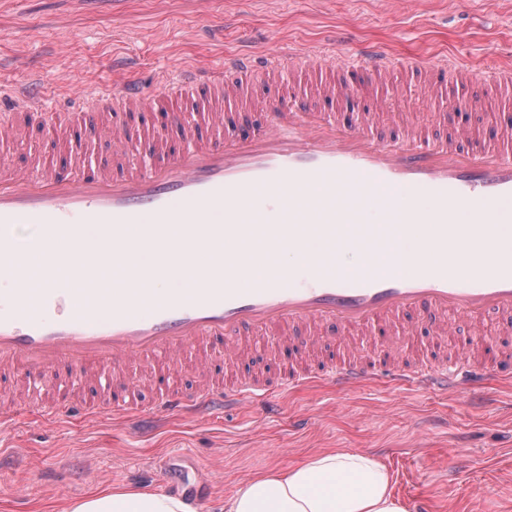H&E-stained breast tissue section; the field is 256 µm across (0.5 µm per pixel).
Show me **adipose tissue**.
I'll list each match as a JSON object with an SVG mask.
<instances>
[{"label": "adipose tissue", "instance_id": "ef3b65f1", "mask_svg": "<svg viewBox=\"0 0 512 512\" xmlns=\"http://www.w3.org/2000/svg\"><path fill=\"white\" fill-rule=\"evenodd\" d=\"M172 237L165 244L151 240L137 243L132 253L135 264L129 275L114 274V258L108 241V230H88L81 237L77 252L61 263L65 276H76L82 254L93 250L105 276L111 278L112 288L98 294L100 306L112 304L113 288L130 287L133 276L149 267L159 250L173 253L176 268L170 286L194 287L191 277L198 264V255L204 252L202 244L183 238L182 225L171 227ZM250 254L248 273L263 277L268 251H275L279 262L292 268L317 262L322 254V243L310 237L295 245H277L269 248L263 242L245 245ZM220 512H408L406 504L394 490V477L390 469L362 450L322 449L307 456L300 463L260 472L243 481L237 490L225 497ZM68 512H193L192 506L179 498L148 488H133L120 483L76 500Z\"/></svg>", "mask_w": 512, "mask_h": 512}]
</instances>
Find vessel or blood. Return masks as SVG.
Masks as SVG:
<instances>
[{"instance_id":"vessel-or-blood-1","label":"vessel or blood","mask_w":512,"mask_h":512,"mask_svg":"<svg viewBox=\"0 0 512 512\" xmlns=\"http://www.w3.org/2000/svg\"><path fill=\"white\" fill-rule=\"evenodd\" d=\"M303 61L336 69V76L318 83L314 92L328 100H350L355 87L341 72L359 69L382 76L397 67L380 47H366L354 55L335 47H291L287 57L271 56L256 62L241 49L225 54L213 79H204L191 65L181 66L174 87L152 91L119 79L110 85L87 86L80 92L50 98L38 83L15 90L7 111L0 113V137L26 135V118L38 114L54 125L93 112L112 128L115 165L89 166L80 151L71 152L67 175L47 164L19 175L0 176V276L17 279L27 260L44 241L68 246L88 227L112 232V249L125 253L142 225L161 232L167 225H184L188 238L213 243L200 265L202 286L163 292L157 285L171 272L165 261L140 271L133 288L112 300L110 312L80 298L82 287L96 286L99 267L95 253H86L76 280H61L52 264H45L47 286L37 300L24 288L10 298L0 297V369L25 372L40 379L64 363L106 379V409L116 419L144 412L200 414L265 400L273 390L326 380L340 391L361 381L387 378L430 392H448L458 385L467 365L464 356L448 357L444 346L437 356L417 363L396 360L376 348L361 359H340L335 352L321 356L315 370L289 367L275 381L243 372L224 381L209 366L198 370L199 381L189 389L177 387L171 375H158L152 397L139 398L136 380L113 377L122 362L150 364L173 360L186 352L208 354L212 343L237 359L243 345L259 331L301 328L308 345L325 344L322 327L337 325L342 337L373 323L390 324L401 311H427L433 316L430 333L448 335L453 318L496 312L512 318V257L475 253L480 243L497 240L512 212V128L487 141L471 126L456 121V113L482 106L485 86L463 66L440 60L420 67L423 95L441 97L447 76H455L466 92L449 99V135L433 140L409 118L399 117L390 137L375 134V114L385 106L376 99L371 108L349 121H331L297 106L287 97L254 98L250 80L259 76L284 78L286 65ZM203 99L208 107L203 126L191 131L184 149L157 146V156L142 165L128 164L136 145L116 115L120 112H158L176 126L187 101ZM264 113L268 130L255 134L229 124L225 108ZM319 184L329 205L314 204L305 194ZM271 186L295 202L296 212L311 211V224H292L273 231V242H297L315 236L329 253L311 269L307 280L279 270L261 279L249 278L245 257L235 247L238 227L263 219L251 205V190ZM375 192L382 220L363 221L365 192ZM429 199L428 208L398 206L394 195ZM35 229L22 239L19 225ZM427 237L431 256L417 259L391 246L392 235ZM359 246L391 253L385 271L343 272L331 259L336 249ZM308 345L295 349L303 357ZM38 408L47 420L85 413V403L61 391L42 404L22 398L0 407V427L14 417Z\"/></svg>"}]
</instances>
